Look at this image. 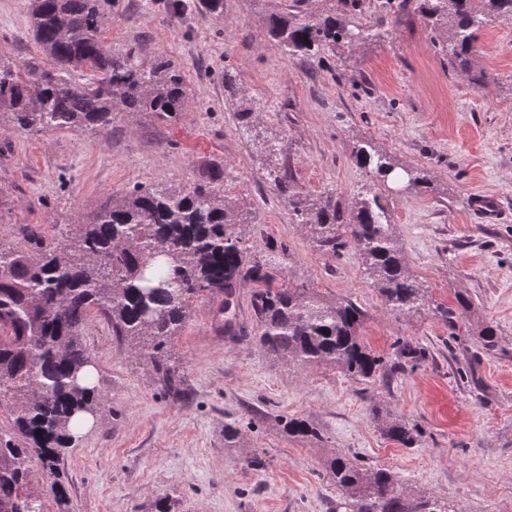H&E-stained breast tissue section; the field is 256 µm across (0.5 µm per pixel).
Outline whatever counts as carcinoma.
<instances>
[{"instance_id": "cac0c4a2", "label": "carcinoma", "mask_w": 512, "mask_h": 512, "mask_svg": "<svg viewBox=\"0 0 512 512\" xmlns=\"http://www.w3.org/2000/svg\"><path fill=\"white\" fill-rule=\"evenodd\" d=\"M107 2L29 0L40 54L17 69L0 65V113L11 115L15 129L107 128L115 111L169 121L188 111L190 92L171 60L158 57L145 67L129 54L110 52L101 38ZM327 2L324 14L268 12V34L289 55L372 37L336 17V0ZM420 12L448 66L465 72L483 25L493 18L512 22V0H421ZM71 69L93 78L73 81L64 76ZM354 158L383 177L394 172L385 158L363 148ZM273 182L295 223L319 246L334 251L350 244L358 251L367 279L392 311L410 314L424 305L425 288L409 273L377 195L365 192L346 211L333 193L314 198L278 175ZM245 223L224 195V182L208 173L175 190L136 185L55 237L26 224L17 246L0 249V399L13 412L10 428L0 432V512H43L29 488L30 452L43 469L58 473L74 429L103 413L97 368L82 342L94 311L175 388L166 348L194 300L221 299L229 324L235 288L247 277L263 284L252 307L267 352L303 366L338 367L355 381L377 376L383 359L357 335L360 309L350 301L326 302L307 285L272 287L276 257L249 260L240 231ZM384 430L407 448L421 438L416 426L398 418L386 421ZM327 475L341 491L336 508L348 512H455L445 500L408 490L388 469H366L338 456Z\"/></svg>"}]
</instances>
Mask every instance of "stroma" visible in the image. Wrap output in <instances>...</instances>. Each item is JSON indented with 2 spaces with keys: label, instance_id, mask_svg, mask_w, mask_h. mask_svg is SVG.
<instances>
[{
  "label": "stroma",
  "instance_id": "obj_1",
  "mask_svg": "<svg viewBox=\"0 0 512 512\" xmlns=\"http://www.w3.org/2000/svg\"><path fill=\"white\" fill-rule=\"evenodd\" d=\"M353 2L352 21L375 38L291 56L269 37L257 0H224L220 16L200 0H111L107 46L146 64L171 59L190 89L189 112L171 122L117 112L105 130L39 133L0 117V246H15L24 224L53 235L88 220L134 185L174 188L220 172L226 198L253 213L251 256L284 250L276 280L354 302L361 341L384 360L382 376L361 382L267 354L247 278L233 325L212 297L193 303L167 353L174 390L107 322L89 323L83 342L106 409L65 451L58 475L32 462L45 512H152L162 497L172 512H336L326 463L338 455L391 469L454 512H512V25L482 28L465 75L435 48L417 0L396 14L382 13L380 0ZM38 52L28 0H0V62L18 67ZM228 69L256 110L253 130L224 95ZM479 72L494 83L479 87ZM263 137L281 143L277 157L263 153ZM361 147L427 174L428 184L380 181L357 165ZM274 170L305 192L333 190L346 207L379 193L424 306L392 312L352 246H317L293 223ZM479 195L503 205L500 223L473 212ZM461 294L472 306L448 323L442 312ZM487 322L498 327L491 349L477 334ZM406 345L420 350L417 361L400 359ZM375 404L417 425L420 444L388 439L371 418ZM297 417L316 436L290 435Z\"/></svg>",
  "mask_w": 512,
  "mask_h": 512
}]
</instances>
